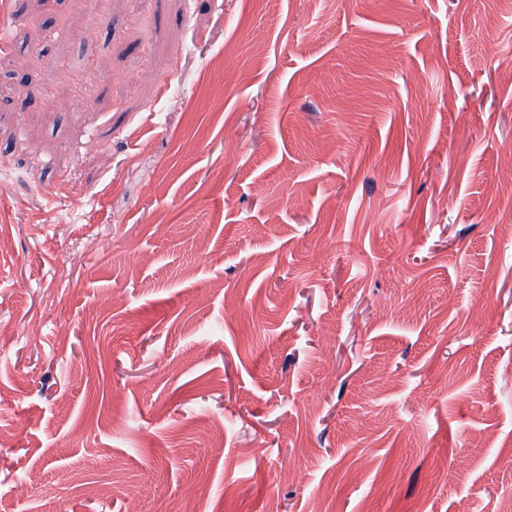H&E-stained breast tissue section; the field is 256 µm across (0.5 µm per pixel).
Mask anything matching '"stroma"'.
I'll list each match as a JSON object with an SVG mask.
<instances>
[{
    "label": "stroma",
    "mask_w": 512,
    "mask_h": 512,
    "mask_svg": "<svg viewBox=\"0 0 512 512\" xmlns=\"http://www.w3.org/2000/svg\"><path fill=\"white\" fill-rule=\"evenodd\" d=\"M0 22V512H497L512 0Z\"/></svg>",
    "instance_id": "35a3bbf8"
}]
</instances>
